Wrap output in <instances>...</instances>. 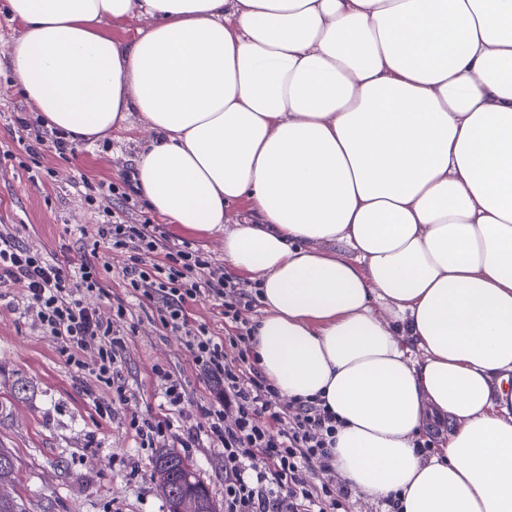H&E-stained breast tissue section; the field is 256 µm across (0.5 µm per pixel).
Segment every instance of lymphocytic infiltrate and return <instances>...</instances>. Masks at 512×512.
<instances>
[{
  "instance_id": "obj_1",
  "label": "lymphocytic infiltrate",
  "mask_w": 512,
  "mask_h": 512,
  "mask_svg": "<svg viewBox=\"0 0 512 512\" xmlns=\"http://www.w3.org/2000/svg\"><path fill=\"white\" fill-rule=\"evenodd\" d=\"M113 253L124 257L127 294L113 297L105 315L84 298L106 294L103 274ZM13 286L24 288L25 314L60 341L68 363L92 368L121 403L129 400L120 379L126 348L120 324L129 298L148 302L154 321L182 336L209 384L206 403L191 405L181 379L160 369L163 413L149 421L131 416L130 426L147 448L161 439L191 448L205 439L222 449L224 512H347L354 491L333 478L338 418L318 399L284 404L256 366L255 327L241 316L252 302L247 283L192 242L172 239L150 218L131 222L116 212L97 225L89 258L69 268L0 229V288ZM197 301L220 307L223 335L191 322L188 309ZM192 408L204 420L197 430L185 423Z\"/></svg>"
}]
</instances>
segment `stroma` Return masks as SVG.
Segmentation results:
<instances>
[{"label":"stroma","instance_id":"obj_1","mask_svg":"<svg viewBox=\"0 0 512 512\" xmlns=\"http://www.w3.org/2000/svg\"><path fill=\"white\" fill-rule=\"evenodd\" d=\"M5 4L0 0V151L13 156L0 165V227L73 265L92 245L99 208L120 206L107 186L135 174L142 121L132 115L130 129L75 144L66 155L49 142L34 154L19 147L14 117L32 107L15 89L5 55L21 32ZM88 183L97 188L92 206L84 199ZM24 295L0 288V448L15 462L10 495L24 512H163L151 479L155 452L142 448L129 419L160 414L159 367L185 381L191 401L206 397L182 337L155 325L149 307L132 305L122 378L133 397L116 406L111 389L68 365L57 339L24 315ZM185 454L223 504L220 449L202 445Z\"/></svg>","mask_w":512,"mask_h":512}]
</instances>
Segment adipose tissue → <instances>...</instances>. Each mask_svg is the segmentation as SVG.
I'll return each instance as SVG.
<instances>
[{"instance_id":"ef3b65f1","label":"adipose tissue","mask_w":512,"mask_h":512,"mask_svg":"<svg viewBox=\"0 0 512 512\" xmlns=\"http://www.w3.org/2000/svg\"><path fill=\"white\" fill-rule=\"evenodd\" d=\"M7 11L47 127L94 141L143 118L144 199L257 279V364L337 415L346 483L402 512H512V0ZM133 16L149 28L113 39Z\"/></svg>"}]
</instances>
